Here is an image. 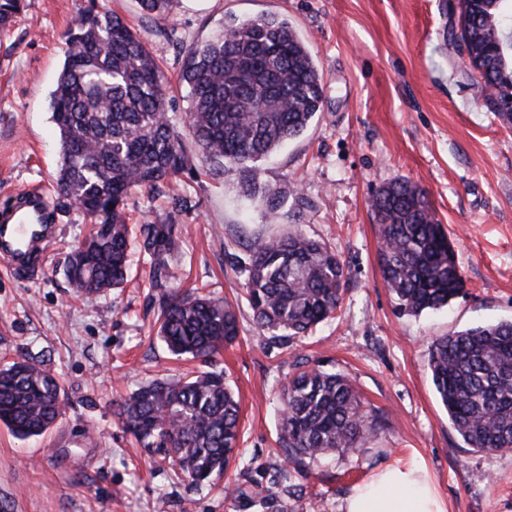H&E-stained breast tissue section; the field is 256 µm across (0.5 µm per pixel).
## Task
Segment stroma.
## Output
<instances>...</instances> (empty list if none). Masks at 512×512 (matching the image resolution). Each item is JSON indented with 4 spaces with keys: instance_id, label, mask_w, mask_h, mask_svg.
Returning a JSON list of instances; mask_svg holds the SVG:
<instances>
[{
    "instance_id": "1",
    "label": "stroma",
    "mask_w": 512,
    "mask_h": 512,
    "mask_svg": "<svg viewBox=\"0 0 512 512\" xmlns=\"http://www.w3.org/2000/svg\"><path fill=\"white\" fill-rule=\"evenodd\" d=\"M90 0H23L0 30V209L17 188L49 189L60 235L39 277L19 280L0 261V365L39 355L65 403L55 425L21 441L0 427V512H298L275 469L280 390L302 363L349 376L375 428L348 452L311 465L299 512H342L352 487L389 463L425 464L449 512H512V452L468 448L454 431L428 368L433 339L512 321V127L481 98L476 74L448 39L456 0H171L149 15L138 0H105L161 60L167 110L184 127L178 86L186 51L218 37L227 19L272 13L312 50L325 99L309 127L261 167L281 192L276 223L239 196L235 177L210 173L191 137L190 162L172 188L132 192V226L169 224L177 247L158 261L134 244L123 287L86 301L65 275L88 217L55 194L59 134L48 110L65 36ZM398 178L421 187L451 232L466 292L449 307L402 315L379 263L373 192ZM294 228L324 241L347 269L335 319L288 345L256 327L242 286L249 244ZM232 301L240 332L212 361L179 360L154 323L172 290ZM225 371L241 404L238 455L215 487L195 488L155 468L113 414L138 385L190 371ZM269 490L260 502L227 486Z\"/></svg>"
}]
</instances>
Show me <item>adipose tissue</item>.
Masks as SVG:
<instances>
[{"instance_id":"1","label":"adipose tissue","mask_w":512,"mask_h":512,"mask_svg":"<svg viewBox=\"0 0 512 512\" xmlns=\"http://www.w3.org/2000/svg\"><path fill=\"white\" fill-rule=\"evenodd\" d=\"M345 512H448L419 466L387 465L356 484Z\"/></svg>"}]
</instances>
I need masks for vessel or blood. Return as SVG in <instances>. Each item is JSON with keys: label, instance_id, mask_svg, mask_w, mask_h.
I'll list each match as a JSON object with an SVG mask.
<instances>
[{"label": "vessel or blood", "instance_id": "1", "mask_svg": "<svg viewBox=\"0 0 512 512\" xmlns=\"http://www.w3.org/2000/svg\"><path fill=\"white\" fill-rule=\"evenodd\" d=\"M58 224L46 191L32 186L16 193L0 210V261L21 278L37 276L46 266Z\"/></svg>", "mask_w": 512, "mask_h": 512}]
</instances>
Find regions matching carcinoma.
<instances>
[{
    "mask_svg": "<svg viewBox=\"0 0 512 512\" xmlns=\"http://www.w3.org/2000/svg\"><path fill=\"white\" fill-rule=\"evenodd\" d=\"M468 34L482 59L479 79L512 98V0H469ZM21 0H0V28ZM191 109L186 127L213 170L234 175L242 196L274 219L280 191L261 183V162L302 134L321 111L323 76L288 20L261 16L224 22L222 37L189 46L180 72ZM166 78L151 48L118 14L91 7L71 29L50 109L60 140L57 191L91 217L71 251L66 275L84 293L121 287L130 268L124 208L134 190H158L188 165L182 135L169 119ZM381 238L379 265L398 310L419 315L448 306L466 281L449 233L422 188L400 178L371 199ZM145 250L159 266L176 247L172 227L144 224ZM244 297L254 323L274 338L306 336L332 318L347 269L326 243L301 232L250 243ZM239 334L237 312L208 295L164 297L157 337L184 359L212 358ZM428 368L448 419L477 452H512V322L440 336ZM60 387L28 355L0 366V424L19 439L40 437L61 408ZM116 416L158 467L167 463L197 487L224 472L237 447L240 404L221 371L154 379L116 403ZM373 430L372 414L342 374L319 366L289 378L281 395L278 441L288 467L302 474Z\"/></svg>",
    "mask_w": 512,
    "mask_h": 512,
    "instance_id": "carcinoma-1",
    "label": "carcinoma"
}]
</instances>
